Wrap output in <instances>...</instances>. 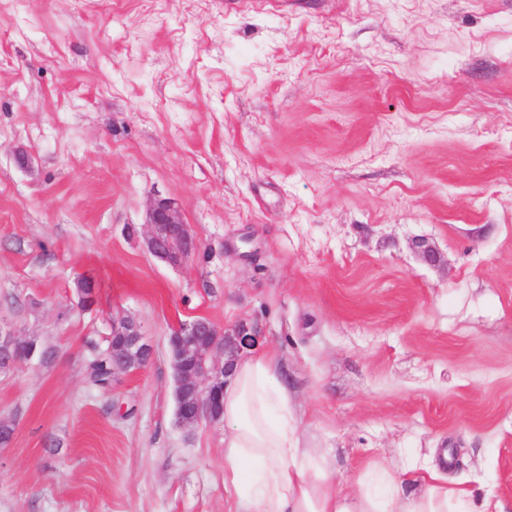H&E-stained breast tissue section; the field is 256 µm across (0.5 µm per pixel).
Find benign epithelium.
Here are the masks:
<instances>
[{
	"label": "benign epithelium",
	"mask_w": 512,
	"mask_h": 512,
	"mask_svg": "<svg viewBox=\"0 0 512 512\" xmlns=\"http://www.w3.org/2000/svg\"><path fill=\"white\" fill-rule=\"evenodd\" d=\"M146 245L156 258L171 264L188 261L198 250V241L184 224L179 210L169 201L155 203L149 210ZM257 331L240 324L229 334L206 318L181 325L169 337L177 398V419L183 426L220 419L224 375L230 358L253 342ZM227 361L219 365L214 354ZM152 346L139 324L129 317L112 320V357L122 371L145 367Z\"/></svg>",
	"instance_id": "benign-epithelium-1"
}]
</instances>
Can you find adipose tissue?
<instances>
[{
    "label": "adipose tissue",
    "mask_w": 512,
    "mask_h": 512,
    "mask_svg": "<svg viewBox=\"0 0 512 512\" xmlns=\"http://www.w3.org/2000/svg\"><path fill=\"white\" fill-rule=\"evenodd\" d=\"M221 419L224 490L243 512H475L469 492L448 488L424 458L387 467L345 492L326 452L306 446L272 352L233 361Z\"/></svg>",
    "instance_id": "adipose-tissue-1"
}]
</instances>
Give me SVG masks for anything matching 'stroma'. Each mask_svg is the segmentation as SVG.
<instances>
[{
    "mask_svg": "<svg viewBox=\"0 0 512 512\" xmlns=\"http://www.w3.org/2000/svg\"><path fill=\"white\" fill-rule=\"evenodd\" d=\"M117 316L153 354L103 391ZM200 316L347 491L427 455L512 512V0H0V320L52 353L0 372V512H238L223 425L176 418ZM149 231L146 245L156 258L171 264L188 261L198 250V241L184 224L179 210L169 201L155 203L149 210ZM171 240L181 244L180 249L170 246Z\"/></svg>",
    "mask_w": 512,
    "mask_h": 512,
    "instance_id": "35a3bbf8",
    "label": "stroma"
}]
</instances>
